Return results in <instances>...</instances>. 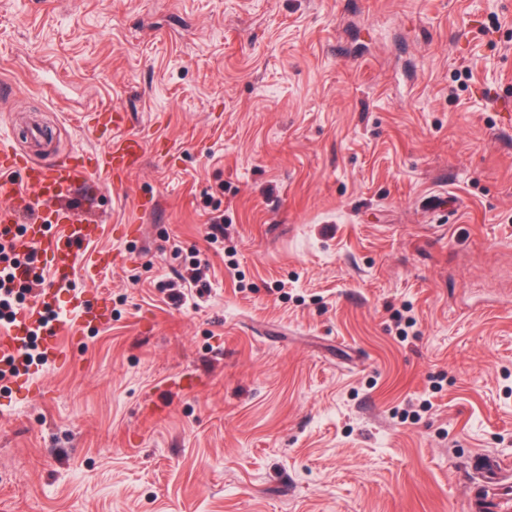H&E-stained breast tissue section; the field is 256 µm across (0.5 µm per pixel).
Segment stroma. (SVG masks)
<instances>
[{
	"mask_svg": "<svg viewBox=\"0 0 512 512\" xmlns=\"http://www.w3.org/2000/svg\"><path fill=\"white\" fill-rule=\"evenodd\" d=\"M0 78L38 159L96 105L146 147L70 287L109 320L0 380V512H463L512 469V0H0ZM481 479L474 486L467 499L466 512H511L512 498H503L495 493L497 479L496 461L487 455H479L475 460Z\"/></svg>",
	"mask_w": 512,
	"mask_h": 512,
	"instance_id": "1",
	"label": "stroma"
}]
</instances>
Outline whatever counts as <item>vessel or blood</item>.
Listing matches in <instances>:
<instances>
[{"label": "vessel or blood", "instance_id": "b4317fda", "mask_svg": "<svg viewBox=\"0 0 512 512\" xmlns=\"http://www.w3.org/2000/svg\"><path fill=\"white\" fill-rule=\"evenodd\" d=\"M143 151L142 140L129 135L108 140L100 151L41 161L19 150L13 138L0 139V228L10 229L23 214L35 212V219L15 239L14 246L22 254L38 251L42 266L51 274L36 305L20 310L10 332L0 336L1 355L18 354L38 325L41 310L70 284L78 265L96 270L111 264L107 251L88 260L76 253V246L99 233L98 225L84 218L81 206L101 194L105 180L122 179L134 169ZM475 465L481 479L467 499V512H512V498L494 491L495 460L480 455Z\"/></svg>", "mask_w": 512, "mask_h": 512}]
</instances>
